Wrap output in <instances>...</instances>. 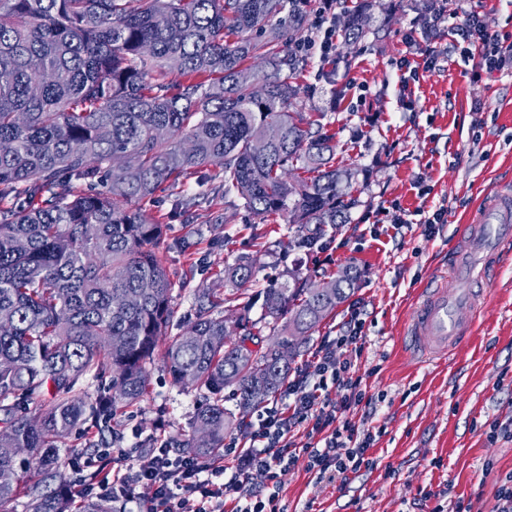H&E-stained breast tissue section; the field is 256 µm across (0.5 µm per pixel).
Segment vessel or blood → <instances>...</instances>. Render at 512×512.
<instances>
[{
	"mask_svg": "<svg viewBox=\"0 0 512 512\" xmlns=\"http://www.w3.org/2000/svg\"><path fill=\"white\" fill-rule=\"evenodd\" d=\"M512 246V189L487 195L467 217L462 235L448 257V278L427 289L418 302L407 329L414 351L425 359L443 360L467 345L473 326L456 321L460 309L481 314L484 294L472 289L475 281L488 280L500 252ZM469 280L466 288L454 287Z\"/></svg>",
	"mask_w": 512,
	"mask_h": 512,
	"instance_id": "1",
	"label": "vessel or blood"
}]
</instances>
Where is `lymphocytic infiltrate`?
I'll use <instances>...</instances> for the list:
<instances>
[{
    "label": "lymphocytic infiltrate",
    "instance_id": "1",
    "mask_svg": "<svg viewBox=\"0 0 512 512\" xmlns=\"http://www.w3.org/2000/svg\"><path fill=\"white\" fill-rule=\"evenodd\" d=\"M465 57H478L479 68L499 71L512 64V38L491 34L479 13L465 16L457 29ZM364 322L352 311L335 336L324 337L307 362L289 379L287 400L266 409L253 426L249 448L230 447L232 469L223 459L198 464L194 458H171L166 449L137 460L115 479L102 478L101 495L134 502L136 489L154 488L152 512H284L280 506V476L297 453H305L316 479L373 470L369 455L374 436L358 432L336 416L330 387L345 392L347 406L362 405L360 379L350 377L351 356L358 350ZM302 431L306 442L294 451L292 438ZM260 470L267 482L261 489L248 487L251 471Z\"/></svg>",
    "mask_w": 512,
    "mask_h": 512
}]
</instances>
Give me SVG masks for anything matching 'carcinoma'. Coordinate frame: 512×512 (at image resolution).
Listing matches in <instances>:
<instances>
[{"mask_svg":"<svg viewBox=\"0 0 512 512\" xmlns=\"http://www.w3.org/2000/svg\"><path fill=\"white\" fill-rule=\"evenodd\" d=\"M309 2L0 0V318L11 325L0 333V448L17 449L0 454V512H14L22 495L25 512H71L60 440L83 426L97 435L87 447H109L112 422L146 395L160 349L174 384L209 393L192 431L164 447L219 457L226 435L288 381L292 362L276 346L293 343L297 357L353 294L352 267L254 296L199 288L194 320L170 337L163 225L138 208L193 169L206 190L175 201L188 224L202 200L232 192L258 216L288 212L300 247L348 223L356 199L351 173L331 164L335 135L295 107L305 59L294 41ZM366 10L348 12L346 43L367 35ZM169 71L184 81L166 82ZM258 140L268 142L262 156ZM76 181L86 191L75 193ZM252 275L247 259L223 270L234 287ZM231 301L233 326L220 311ZM258 364L269 372L261 387L251 381ZM88 376L106 394L88 396ZM227 387L237 414L224 407ZM81 512L119 510L94 497Z\"/></svg>","mask_w":512,"mask_h":512,"instance_id":"carcinoma-1","label":"carcinoma"}]
</instances>
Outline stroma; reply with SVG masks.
<instances>
[{"label": "stroma", "instance_id": "1", "mask_svg": "<svg viewBox=\"0 0 512 512\" xmlns=\"http://www.w3.org/2000/svg\"><path fill=\"white\" fill-rule=\"evenodd\" d=\"M411 3L373 0L368 18L377 37L354 45L336 40L326 60L315 49L306 54L297 107L335 132V165L355 174L357 203L348 223L327 226L322 249L292 245L287 214L260 218L233 194L183 223L174 202L201 192L194 174L141 204L167 227L160 250L181 324L194 317L195 289L218 287L219 270L244 256L254 262L247 284L253 293L273 278L285 283L351 265L359 272L353 295L323 320L294 365L304 367L350 307L360 308L354 371L368 403L343 417L375 432L370 453L379 467L317 484L306 455L297 454L281 477L286 512H420L424 494L439 490L451 501L470 500L473 512H491L496 486L512 473V437L491 440L484 429L485 422L512 419V249L489 285L485 314H457L475 324L469 344L423 365L404 343L415 301L444 272L460 224L482 197L512 184V70L473 80L456 33L472 11L493 30L512 33V0H438L448 18L431 37ZM432 44L443 54L428 72L422 65ZM402 57L410 69L397 67ZM438 209L443 224L425 234V220ZM397 214L404 225L393 237L386 229ZM149 370L148 393L116 425L111 449L90 454L78 435L64 440L61 470L69 482L125 472L144 441L189 431L204 393L175 385L162 360ZM389 467L395 477H386Z\"/></svg>", "mask_w": 512, "mask_h": 512}]
</instances>
